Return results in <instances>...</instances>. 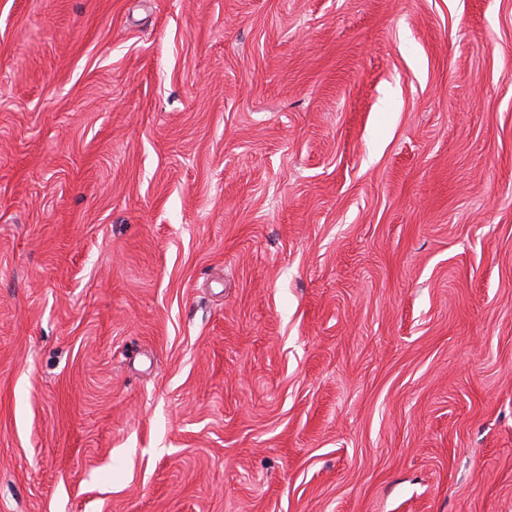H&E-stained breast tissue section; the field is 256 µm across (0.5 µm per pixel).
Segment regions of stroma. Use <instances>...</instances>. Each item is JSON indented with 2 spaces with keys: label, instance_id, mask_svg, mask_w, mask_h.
Masks as SVG:
<instances>
[{
  "label": "stroma",
  "instance_id": "35a3bbf8",
  "mask_svg": "<svg viewBox=\"0 0 512 512\" xmlns=\"http://www.w3.org/2000/svg\"><path fill=\"white\" fill-rule=\"evenodd\" d=\"M0 512H512V0H0Z\"/></svg>",
  "mask_w": 512,
  "mask_h": 512
}]
</instances>
